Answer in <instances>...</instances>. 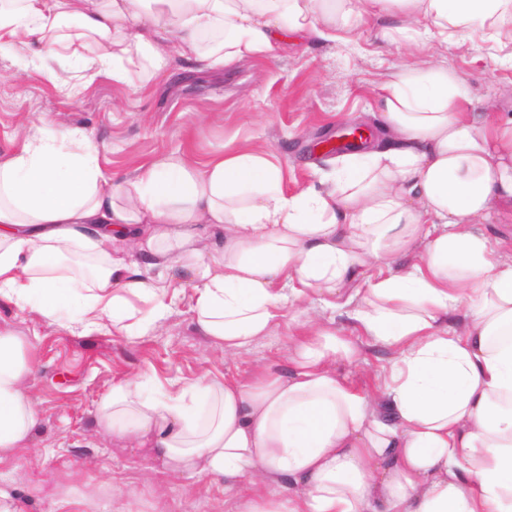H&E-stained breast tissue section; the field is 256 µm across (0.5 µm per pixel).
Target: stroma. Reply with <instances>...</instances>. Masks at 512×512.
<instances>
[{
	"mask_svg": "<svg viewBox=\"0 0 512 512\" xmlns=\"http://www.w3.org/2000/svg\"><path fill=\"white\" fill-rule=\"evenodd\" d=\"M391 17L374 20L334 41L296 35L269 57L237 59L211 69L193 60H168L162 76L132 71L126 85L90 77L70 62L58 64L57 80L31 69L18 72L0 53V155L11 154L24 136L48 126L58 132L94 131L109 146L101 165L122 177L139 165L184 151L197 161L246 148L276 152L289 187L331 172L336 157L311 146L343 127L376 124L375 91L399 72L406 50L419 67L439 64L468 87L472 98L497 100L512 113V65L487 41L482 29L471 40L421 39L407 47ZM167 282L176 299L160 330L141 336L82 333L38 313L0 303V330H10L31 348L37 372L32 390L40 426L30 447L0 463V488L16 512H59L58 492L90 496L74 512H235L224 486L204 476L173 480L157 474L143 450L113 443L95 422L103 396L116 383L144 382L147 393L169 390L201 377L247 378L261 365L281 361L290 342L287 325L228 355L199 335L193 324L192 276L172 270ZM333 328L360 352L339 372L376 392L394 351L353 335L344 317Z\"/></svg>",
	"mask_w": 512,
	"mask_h": 512,
	"instance_id": "stroma-1",
	"label": "stroma"
}]
</instances>
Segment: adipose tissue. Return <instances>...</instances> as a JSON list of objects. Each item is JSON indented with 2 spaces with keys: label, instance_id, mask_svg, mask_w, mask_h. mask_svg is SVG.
<instances>
[{
  "label": "adipose tissue",
  "instance_id": "1",
  "mask_svg": "<svg viewBox=\"0 0 512 512\" xmlns=\"http://www.w3.org/2000/svg\"><path fill=\"white\" fill-rule=\"evenodd\" d=\"M381 15L402 33L463 41L478 26L512 45V0H0V48L52 80L78 39L85 70L125 84L130 65L155 77L172 52L213 68ZM378 99V138L295 190L275 152L243 149L167 156L116 181L106 143L80 129L0 157V301L58 322L72 291L82 330L138 336L165 318L163 272L180 268L196 329L228 353L272 335L287 308L319 307L284 362L248 379L160 401L125 381L98 406L124 447L162 475L222 482L239 512H512V260L484 230L512 223V115L408 62ZM201 224L224 228L205 252ZM326 310L397 351L380 396L337 372L354 349ZM36 369L0 330V462L36 433Z\"/></svg>",
  "mask_w": 512,
  "mask_h": 512
}]
</instances>
